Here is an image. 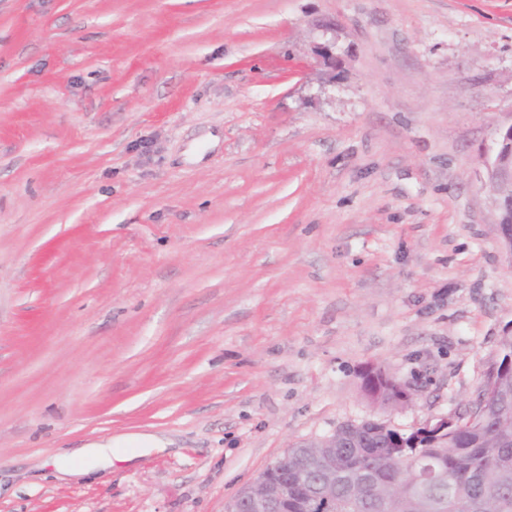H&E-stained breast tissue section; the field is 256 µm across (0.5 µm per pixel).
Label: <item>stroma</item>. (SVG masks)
<instances>
[{
  "instance_id": "1",
  "label": "stroma",
  "mask_w": 512,
  "mask_h": 512,
  "mask_svg": "<svg viewBox=\"0 0 512 512\" xmlns=\"http://www.w3.org/2000/svg\"><path fill=\"white\" fill-rule=\"evenodd\" d=\"M510 122L512 0H0V512H226L344 423L465 412ZM486 186L495 196L497 209L500 213V224H497L500 238L507 252L512 256V225L506 216V208L502 199L494 193V187L502 183H512V124L498 130L494 146L485 160Z\"/></svg>"
}]
</instances>
